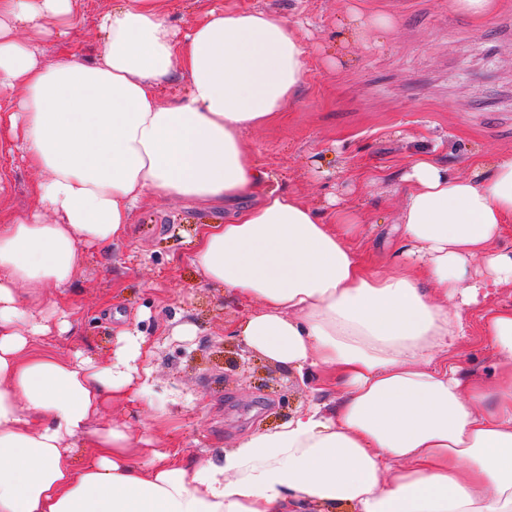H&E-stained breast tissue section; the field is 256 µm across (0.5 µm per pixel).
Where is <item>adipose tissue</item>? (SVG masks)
<instances>
[{
	"label": "adipose tissue",
	"instance_id": "adipose-tissue-1",
	"mask_svg": "<svg viewBox=\"0 0 512 512\" xmlns=\"http://www.w3.org/2000/svg\"><path fill=\"white\" fill-rule=\"evenodd\" d=\"M75 0H0V156L40 170L52 221L0 222V512H512V306L486 308L496 372L450 352L464 313L512 284V156L453 174L411 166L404 258L376 271L354 214L325 218L272 187L245 137L306 83L299 30L264 10L213 7L185 34L167 0H125L98 21L93 61L46 59ZM183 96L160 104L174 78ZM149 196L237 205L206 225L193 263L250 305L233 334L269 362L324 371L337 393L186 465L128 428L92 427L150 392L151 350L117 328L101 360L42 349L68 331L51 301L80 250L111 248Z\"/></svg>",
	"mask_w": 512,
	"mask_h": 512
}]
</instances>
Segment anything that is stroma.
I'll list each match as a JSON object with an SVG mask.
<instances>
[{
	"label": "stroma",
	"instance_id": "35a3bbf8",
	"mask_svg": "<svg viewBox=\"0 0 512 512\" xmlns=\"http://www.w3.org/2000/svg\"><path fill=\"white\" fill-rule=\"evenodd\" d=\"M118 4L75 0L84 21L66 37L44 36L46 58L93 59L103 40L98 19ZM215 5L268 10L300 29L304 89L246 142L280 189L327 216L340 205L355 211L363 234L352 246L371 266H389L402 247L394 226L415 159L430 155L466 174L480 155H512V0H499L479 30L448 0H170L169 8L185 30ZM354 8L393 17V31L340 42L336 34ZM10 167L0 217L38 212L32 187L39 172L17 158ZM232 213L219 202L148 199L110 251L83 250L71 283L56 294L71 328L43 342L64 357L101 358L117 316L136 324L153 347L149 398L107 407L96 423L139 430L153 447L190 464L276 426L327 385L320 370L302 377L245 351L231 330L247 307L198 277L192 254L200 227ZM480 313L477 306L467 311L455 354L482 375L499 356L479 339ZM186 325L193 335L183 334ZM159 407L167 426L153 421Z\"/></svg>",
	"mask_w": 512,
	"mask_h": 512
}]
</instances>
